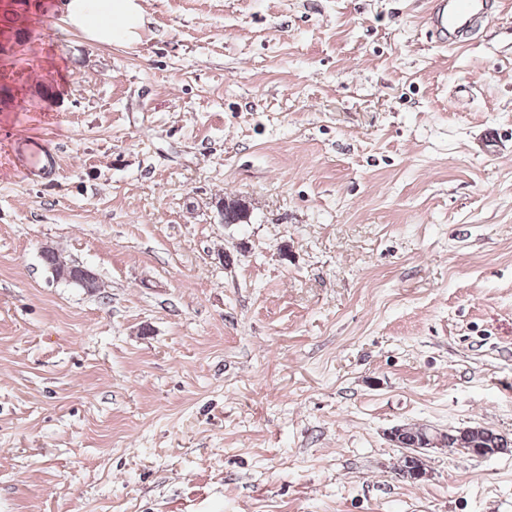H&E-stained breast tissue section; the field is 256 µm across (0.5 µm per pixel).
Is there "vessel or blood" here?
Returning a JSON list of instances; mask_svg holds the SVG:
<instances>
[{
    "mask_svg": "<svg viewBox=\"0 0 512 512\" xmlns=\"http://www.w3.org/2000/svg\"><path fill=\"white\" fill-rule=\"evenodd\" d=\"M492 8V0H431L427 13L429 38L444 48L464 46Z\"/></svg>",
    "mask_w": 512,
    "mask_h": 512,
    "instance_id": "vessel-or-blood-1",
    "label": "vessel or blood"
}]
</instances>
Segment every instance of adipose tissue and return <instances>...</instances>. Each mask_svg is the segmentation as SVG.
<instances>
[{"label": "adipose tissue", "mask_w": 512, "mask_h": 512, "mask_svg": "<svg viewBox=\"0 0 512 512\" xmlns=\"http://www.w3.org/2000/svg\"><path fill=\"white\" fill-rule=\"evenodd\" d=\"M63 8L66 21L100 45L134 43L144 25L136 0H65Z\"/></svg>", "instance_id": "1"}]
</instances>
